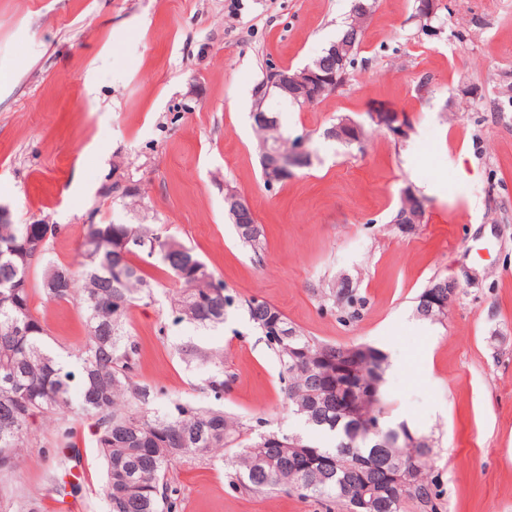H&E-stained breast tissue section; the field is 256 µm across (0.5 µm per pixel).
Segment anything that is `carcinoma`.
Masks as SVG:
<instances>
[{"mask_svg": "<svg viewBox=\"0 0 512 512\" xmlns=\"http://www.w3.org/2000/svg\"><path fill=\"white\" fill-rule=\"evenodd\" d=\"M364 24L351 18L339 37H352L359 50ZM259 148L283 158L294 140L270 124L254 122ZM112 203L129 211L142 208L137 189L112 195ZM254 232L240 241L253 253L263 251L256 218ZM58 224H0V472L19 468L22 448L33 440L38 417L57 424V444L68 445L82 416L95 419V445L104 465L102 493L108 512H181V493L169 473L184 458L216 457L229 452L228 485L246 494L283 490L322 501L326 512H406L412 504L438 512L440 481L429 475L433 440L415 435L407 446L377 445L373 437L352 433L346 394L361 399L363 387L383 389L388 356L359 343L368 364L358 369L355 387L336 389V367L352 364L345 346L305 335L278 308L258 299L245 302L248 321L261 334L280 366L288 409L303 420L312 436L266 430L268 420L249 426L224 411L228 381L224 357H208L214 368L206 389L215 403L198 406L174 401L164 412L151 408L161 388L137 381L140 346L126 329L130 310L151 300L163 282L141 263L172 279L176 296L170 307L181 321L213 326L224 322L233 304L194 251L155 224H85L77 243L82 261L75 268L46 260ZM42 266L40 281L32 277ZM446 277H435L415 298V314L440 322L447 313L429 308ZM333 302L352 307L359 301L350 277L327 284ZM48 301L67 302L84 315L85 341L55 353L48 326L32 308L35 290ZM362 410L370 423L389 427L384 399L367 400Z\"/></svg>", "mask_w": 512, "mask_h": 512, "instance_id": "cac0c4a2", "label": "carcinoma"}]
</instances>
